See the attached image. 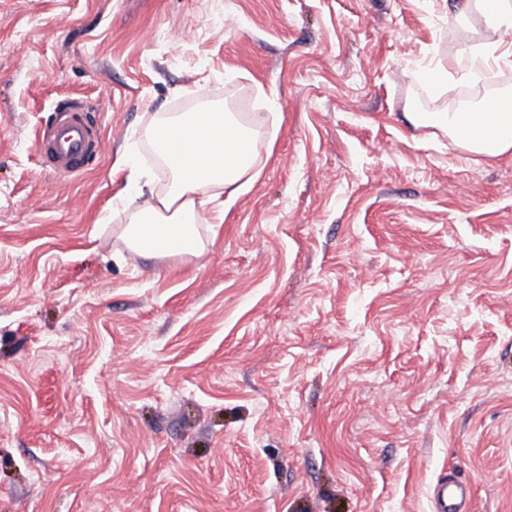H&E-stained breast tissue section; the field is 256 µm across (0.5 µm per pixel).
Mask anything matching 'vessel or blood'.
<instances>
[{
    "mask_svg": "<svg viewBox=\"0 0 512 512\" xmlns=\"http://www.w3.org/2000/svg\"><path fill=\"white\" fill-rule=\"evenodd\" d=\"M93 117L78 104H65L56 113L53 126L39 138V163L43 170L61 176L80 173L99 151L93 145ZM436 512H469L471 495L466 482L456 476L441 479L435 488Z\"/></svg>",
    "mask_w": 512,
    "mask_h": 512,
    "instance_id": "b4317fda",
    "label": "vessel or blood"
}]
</instances>
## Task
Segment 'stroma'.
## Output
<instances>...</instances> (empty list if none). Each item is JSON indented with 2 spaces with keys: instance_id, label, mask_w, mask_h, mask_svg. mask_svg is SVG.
<instances>
[{
  "instance_id": "1",
  "label": "stroma",
  "mask_w": 512,
  "mask_h": 512,
  "mask_svg": "<svg viewBox=\"0 0 512 512\" xmlns=\"http://www.w3.org/2000/svg\"><path fill=\"white\" fill-rule=\"evenodd\" d=\"M457 3L0 0V512H435L451 470L512 512V160L408 119L512 94ZM66 99L102 151L61 177ZM241 103L260 177L129 249L150 129ZM56 112V123L44 129L39 138L40 167L61 176L80 173L100 150V142L92 143L94 119L74 103H67Z\"/></svg>"
}]
</instances>
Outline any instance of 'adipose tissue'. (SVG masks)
<instances>
[{
  "label": "adipose tissue",
  "mask_w": 512,
  "mask_h": 512,
  "mask_svg": "<svg viewBox=\"0 0 512 512\" xmlns=\"http://www.w3.org/2000/svg\"><path fill=\"white\" fill-rule=\"evenodd\" d=\"M477 16L501 38L474 57L467 74L478 79L490 64L512 67V0H480ZM415 126L448 132L470 153L494 162L512 158V102L487 100L481 108L454 112H418ZM152 142L169 175L168 189L157 201L133 213L123 235L131 250L153 256H184L200 251L197 225L206 207L224 190L235 199L261 171L257 130L245 113L204 109L178 112L157 123Z\"/></svg>",
  "instance_id": "obj_1"
}]
</instances>
